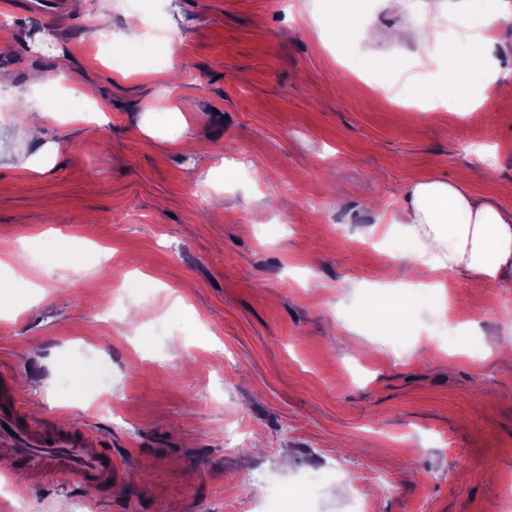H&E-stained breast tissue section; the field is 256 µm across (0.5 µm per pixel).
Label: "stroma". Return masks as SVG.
<instances>
[{"label":"stroma","mask_w":512,"mask_h":512,"mask_svg":"<svg viewBox=\"0 0 512 512\" xmlns=\"http://www.w3.org/2000/svg\"><path fill=\"white\" fill-rule=\"evenodd\" d=\"M127 1L0 0V103H28L0 117V371L28 421L111 437L119 474L84 512H349L353 483L373 512H501L512 284L420 287L394 225L432 176L512 209V15ZM425 13L441 36L422 54L409 34ZM476 55L496 81L443 95L453 57ZM49 99L63 111L26 139ZM175 111L195 151L163 138ZM44 142L54 166L21 168ZM386 283L404 286L409 331L366 316ZM4 480L28 512L84 497L41 469L0 465Z\"/></svg>","instance_id":"obj_1"}]
</instances>
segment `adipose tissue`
<instances>
[{
	"label": "adipose tissue",
	"mask_w": 512,
	"mask_h": 512,
	"mask_svg": "<svg viewBox=\"0 0 512 512\" xmlns=\"http://www.w3.org/2000/svg\"><path fill=\"white\" fill-rule=\"evenodd\" d=\"M413 248L402 261L432 277L462 274L477 284L512 281V210L437 178L412 184L403 223Z\"/></svg>",
	"instance_id": "obj_1"
}]
</instances>
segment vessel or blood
<instances>
[{
    "mask_svg": "<svg viewBox=\"0 0 512 512\" xmlns=\"http://www.w3.org/2000/svg\"><path fill=\"white\" fill-rule=\"evenodd\" d=\"M0 452L14 470L46 468L61 480H77L94 493L103 492L115 472L112 451L88 427L56 428L52 418L27 422L9 377H0Z\"/></svg>",
    "mask_w": 512,
    "mask_h": 512,
    "instance_id": "1",
    "label": "vessel or blood"
}]
</instances>
